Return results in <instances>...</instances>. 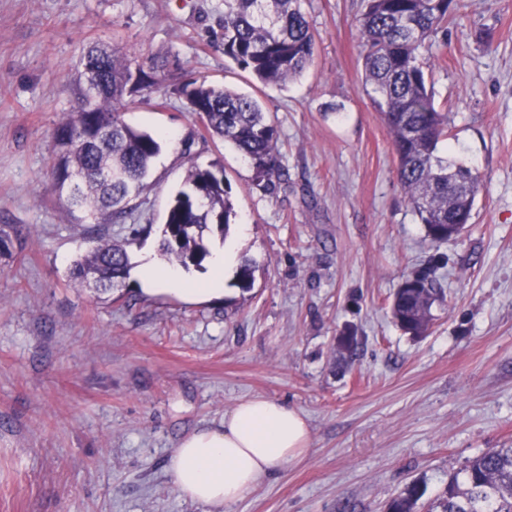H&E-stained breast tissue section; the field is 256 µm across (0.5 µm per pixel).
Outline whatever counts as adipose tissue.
I'll return each instance as SVG.
<instances>
[{
  "mask_svg": "<svg viewBox=\"0 0 512 512\" xmlns=\"http://www.w3.org/2000/svg\"><path fill=\"white\" fill-rule=\"evenodd\" d=\"M237 263L232 245L216 250L207 277L189 282L153 256L140 257L135 272L160 292L194 301L223 294L224 275ZM305 417L288 403L241 400L216 426L182 438L169 462L177 491L193 502L220 508L242 498L263 479L284 469L308 447Z\"/></svg>",
  "mask_w": 512,
  "mask_h": 512,
  "instance_id": "1",
  "label": "adipose tissue"
}]
</instances>
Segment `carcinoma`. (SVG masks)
I'll return each mask as SVG.
<instances>
[{
    "label": "carcinoma",
    "instance_id": "1",
    "mask_svg": "<svg viewBox=\"0 0 512 512\" xmlns=\"http://www.w3.org/2000/svg\"><path fill=\"white\" fill-rule=\"evenodd\" d=\"M461 0H366L359 18L364 89L387 127L396 156L398 181L431 242L448 240V225L468 224L483 186L478 171L438 154L448 136V115L437 110L424 69L423 52L445 30ZM224 56L260 82L283 85L313 63L315 34L298 0H224L219 20ZM77 111L56 126L51 165L52 190L70 216L80 211L94 246L74 263L72 280L110 290L127 278V246L143 232L131 227L124 243L104 238L101 224L137 221L162 136L136 129L122 118L128 108L153 101L156 87L173 77L178 64L169 55L141 54L123 41L90 48L79 60ZM95 72L99 91L84 108L86 71ZM174 91L210 138L232 143L253 166V185L275 193L283 170L278 130L260 101L205 80H184ZM184 187L168 205L161 230L163 259L185 269L202 266L210 255L205 235L227 236L235 216L229 186L217 166L199 165L185 147ZM443 289L424 276L407 277L394 292L395 325L414 336L425 334L432 307ZM344 358L357 357L353 335L338 339ZM423 496L413 485L391 499L387 512H419ZM429 512H512V447L487 448L469 459L437 496Z\"/></svg>",
    "mask_w": 512,
    "mask_h": 512
}]
</instances>
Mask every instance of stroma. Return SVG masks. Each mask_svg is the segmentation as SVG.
I'll list each match as a JSON object with an SVG mask.
<instances>
[{
  "instance_id": "1",
  "label": "stroma",
  "mask_w": 512,
  "mask_h": 512,
  "mask_svg": "<svg viewBox=\"0 0 512 512\" xmlns=\"http://www.w3.org/2000/svg\"><path fill=\"white\" fill-rule=\"evenodd\" d=\"M300 8L314 61L262 88L212 41L224 0H0V512H210L177 492L171 455L253 397L301 411L309 446L220 512H385L412 482L434 497L469 458L512 446V0H464L425 55L449 115L439 153L484 183L470 224L440 244L362 87L363 0ZM115 34L177 54L182 78L258 94L276 125L285 176L268 195L173 91L123 115L168 136L131 260L158 253L191 155L218 164L250 227V288L229 271L222 296L189 304L132 276L108 292L70 281L90 243L50 189L53 130L76 107L68 65ZM422 272L445 301L415 338L389 304ZM348 330L351 364L336 342Z\"/></svg>"
}]
</instances>
